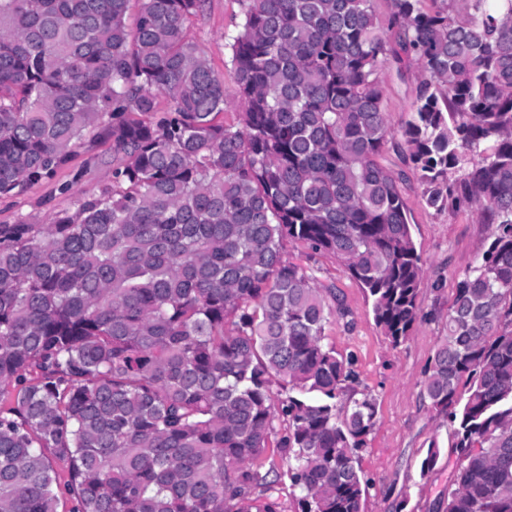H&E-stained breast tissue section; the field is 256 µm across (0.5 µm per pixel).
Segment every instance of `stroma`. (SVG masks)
Wrapping results in <instances>:
<instances>
[{"label":"stroma","mask_w":512,"mask_h":512,"mask_svg":"<svg viewBox=\"0 0 512 512\" xmlns=\"http://www.w3.org/2000/svg\"><path fill=\"white\" fill-rule=\"evenodd\" d=\"M241 13V0H205L202 12L187 28L189 38L202 45L228 89L233 86V73L224 36L234 31ZM381 78L388 125L397 132L413 110L416 72L389 63ZM380 161L406 174L401 192L426 267L420 286L422 317L405 341L396 345L384 335L374 321L370 300L336 259L300 246L289 247L288 255L294 262L314 268L321 285L342 299L347 315L327 325L326 341L337 352L353 356L356 390L371 394L377 403V422L359 459L369 482L365 512H441L439 503L448 494L458 454L452 446L454 428L423 398L422 381L445 334V316L456 282L480 262L491 227L466 205L453 213L428 208L421 186L394 145L386 146ZM117 162L110 139L87 134L69 163L53 177L28 185L19 194L0 196V224H13L21 218L30 224H44L54 214L73 211L79 195L111 186ZM433 444L439 446L440 456L434 470L424 477L420 465Z\"/></svg>","instance_id":"obj_1"}]
</instances>
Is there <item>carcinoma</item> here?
Wrapping results in <instances>:
<instances>
[{"instance_id": "1", "label": "carcinoma", "mask_w": 512, "mask_h": 512, "mask_svg": "<svg viewBox=\"0 0 512 512\" xmlns=\"http://www.w3.org/2000/svg\"><path fill=\"white\" fill-rule=\"evenodd\" d=\"M130 2L0 0V194L89 132L122 155L73 212L0 224V512H279L277 454L300 512H364L376 401L287 246L340 261L393 344L421 319L404 174L379 162L389 61L420 78L400 139L426 206L493 225L424 373L455 425L444 512H512V0H390L384 21L242 0L229 125L187 36L204 0H138L132 24Z\"/></svg>"}]
</instances>
